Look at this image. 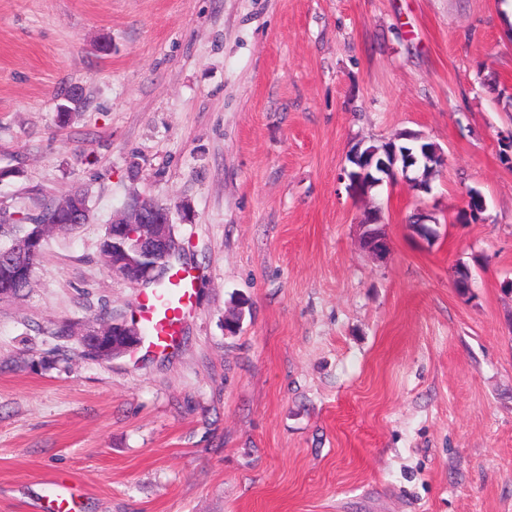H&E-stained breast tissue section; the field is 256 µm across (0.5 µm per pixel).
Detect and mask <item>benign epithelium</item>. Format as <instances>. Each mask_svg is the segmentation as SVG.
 Instances as JSON below:
<instances>
[{
	"mask_svg": "<svg viewBox=\"0 0 512 512\" xmlns=\"http://www.w3.org/2000/svg\"><path fill=\"white\" fill-rule=\"evenodd\" d=\"M348 161L351 169L344 170L348 179L349 189L357 195L369 193L370 173L374 157L362 153L361 144H356L350 151ZM406 183L414 192L428 193L431 185H422L409 181V168H392L388 181ZM485 209L483 197L476 191L467 194L465 205L460 213L466 218L481 215ZM67 213L74 218V223H85L88 219V207L79 193H72L63 201L55 203L52 208L38 214L35 220L36 235L44 236L47 232L59 227V217ZM383 221L382 208L378 205L370 207L363 213L360 223L364 224V246L375 255H384L389 250L386 235L382 233L380 224ZM116 228L112 229V237L116 239V247L112 248L111 271L128 281L141 283L152 280L168 266L172 256L180 248L175 237L168 206L153 199L135 198L127 211L112 219ZM142 332L137 322L114 321L109 325L89 326L80 333V343L88 353L103 360L120 356L140 344Z\"/></svg>",
	"mask_w": 512,
	"mask_h": 512,
	"instance_id": "obj_1",
	"label": "benign epithelium"
}]
</instances>
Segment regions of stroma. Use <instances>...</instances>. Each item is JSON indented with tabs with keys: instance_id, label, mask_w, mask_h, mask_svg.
Instances as JSON below:
<instances>
[{
	"instance_id": "35a3bbf8",
	"label": "stroma",
	"mask_w": 512,
	"mask_h": 512,
	"mask_svg": "<svg viewBox=\"0 0 512 512\" xmlns=\"http://www.w3.org/2000/svg\"><path fill=\"white\" fill-rule=\"evenodd\" d=\"M504 5L0 0V208H90L0 300V512L60 481L77 512H512ZM404 130L447 157L431 193H351V147ZM471 189L483 218L456 223ZM138 196L171 206L196 311L172 352L101 360L77 334L136 310L100 245ZM383 221L382 208L379 205L370 207L364 211L360 224H364L363 243L376 256L385 255L389 250V243L386 235L381 231L380 225Z\"/></svg>"
}]
</instances>
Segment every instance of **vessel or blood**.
<instances>
[{"instance_id": "b4317fda", "label": "vessel or blood", "mask_w": 512, "mask_h": 512, "mask_svg": "<svg viewBox=\"0 0 512 512\" xmlns=\"http://www.w3.org/2000/svg\"><path fill=\"white\" fill-rule=\"evenodd\" d=\"M197 276L188 265L172 267L160 287L138 297V320L145 332V352L163 355L174 349L182 326L194 310Z\"/></svg>"}]
</instances>
